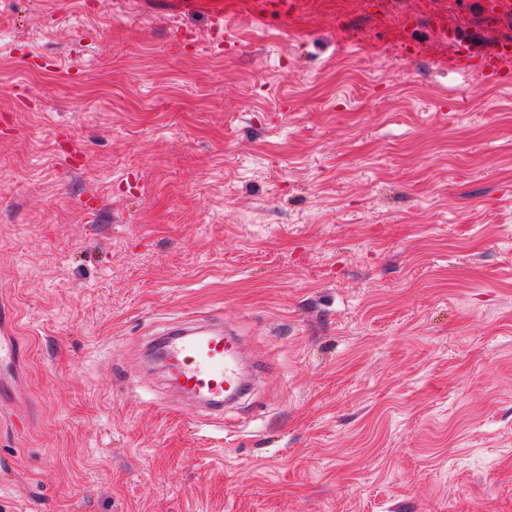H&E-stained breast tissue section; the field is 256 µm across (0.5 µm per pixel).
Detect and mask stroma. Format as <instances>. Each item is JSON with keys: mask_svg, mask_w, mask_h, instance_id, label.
Here are the masks:
<instances>
[{"mask_svg": "<svg viewBox=\"0 0 512 512\" xmlns=\"http://www.w3.org/2000/svg\"><path fill=\"white\" fill-rule=\"evenodd\" d=\"M48 2L0 0V512H512V83L435 64L512 0ZM212 312L220 421L140 359Z\"/></svg>", "mask_w": 512, "mask_h": 512, "instance_id": "35a3bbf8", "label": "stroma"}]
</instances>
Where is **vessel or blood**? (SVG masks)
<instances>
[{"label": "vessel or blood", "instance_id": "1", "mask_svg": "<svg viewBox=\"0 0 512 512\" xmlns=\"http://www.w3.org/2000/svg\"><path fill=\"white\" fill-rule=\"evenodd\" d=\"M478 69L500 82L512 78V52L504 46L480 56ZM166 381L211 415L220 417L235 395L248 391L239 368L241 343L220 314L169 323L151 342Z\"/></svg>", "mask_w": 512, "mask_h": 512}]
</instances>
